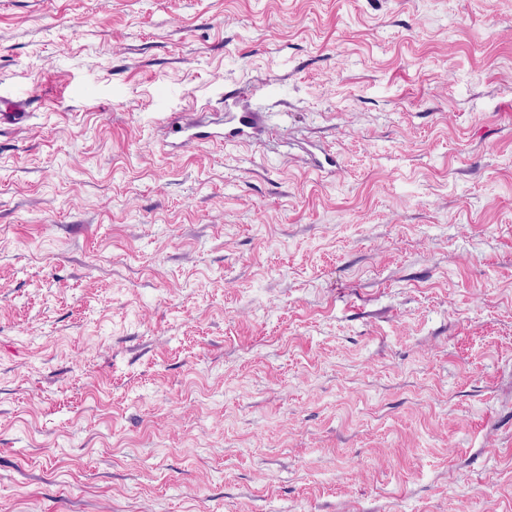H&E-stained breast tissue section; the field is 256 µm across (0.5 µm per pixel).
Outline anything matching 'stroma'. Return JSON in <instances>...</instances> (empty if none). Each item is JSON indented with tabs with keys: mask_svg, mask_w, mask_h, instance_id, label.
<instances>
[{
	"mask_svg": "<svg viewBox=\"0 0 512 512\" xmlns=\"http://www.w3.org/2000/svg\"><path fill=\"white\" fill-rule=\"evenodd\" d=\"M1 92L0 512H512V0H0ZM257 134L256 122L253 117L245 116L239 119L238 126L227 132L217 133L214 137L222 138L224 142H240L254 138Z\"/></svg>",
	"mask_w": 512,
	"mask_h": 512,
	"instance_id": "stroma-1",
	"label": "stroma"
}]
</instances>
